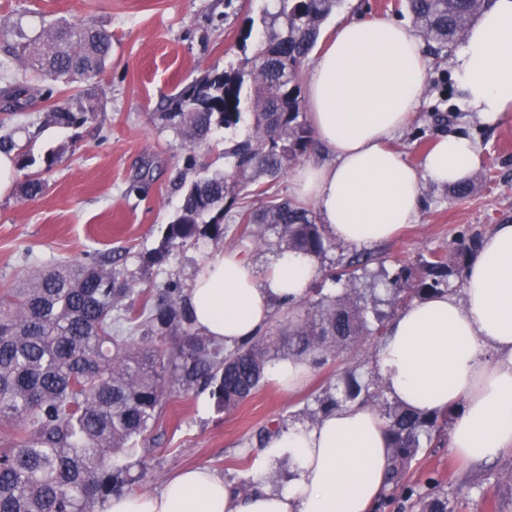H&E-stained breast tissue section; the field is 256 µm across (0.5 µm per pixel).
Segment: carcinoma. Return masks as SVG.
I'll use <instances>...</instances> for the list:
<instances>
[{
	"label": "carcinoma",
	"instance_id": "obj_1",
	"mask_svg": "<svg viewBox=\"0 0 512 512\" xmlns=\"http://www.w3.org/2000/svg\"><path fill=\"white\" fill-rule=\"evenodd\" d=\"M263 23L270 28L248 70L213 72L185 85L170 101L166 121L189 140L216 128L237 126L244 109L252 116L245 138L224 149L227 170L193 182L179 213L167 225L160 246L142 259L149 268L170 251L207 238L224 239V212L238 193L252 189L256 209L239 213L238 244L247 250L277 235L289 250L314 255L326 238L303 204L269 193L272 182L303 157L314 133L303 112L300 78L320 28L341 0H278ZM489 0H407L416 26L438 49L460 38ZM0 41V69L18 63L52 83L73 84L101 75L112 50L111 35L80 21L61 20L33 36ZM33 99L25 82L12 84L3 112H19ZM94 112L57 106L49 120L79 127ZM16 153L21 170L35 165L15 131L0 134V153ZM449 255L432 252L418 265L400 264L393 279L401 303L425 299L463 280L479 234L460 231ZM370 310L355 290L318 304L312 317L288 329V351L320 365L336 345L361 336H382L384 317ZM270 359L266 337L256 336L232 350L197 332L183 288L134 287L118 259L92 265L59 264L30 272L0 293V512H95L125 483L120 461L155 427L175 393L207 391L222 410L247 400L262 381ZM369 384L352 374L336 381L328 411L358 398ZM454 410L422 415L400 405L385 413L393 467L388 484L409 501L422 498L406 480L421 448L420 437H440Z\"/></svg>",
	"mask_w": 512,
	"mask_h": 512
}]
</instances>
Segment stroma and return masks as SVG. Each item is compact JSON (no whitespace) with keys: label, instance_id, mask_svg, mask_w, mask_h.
Masks as SVG:
<instances>
[{"label":"stroma","instance_id":"35a3bbf8","mask_svg":"<svg viewBox=\"0 0 512 512\" xmlns=\"http://www.w3.org/2000/svg\"><path fill=\"white\" fill-rule=\"evenodd\" d=\"M273 6V0H0V38H13L19 29L32 35L60 19L82 21L112 35V57L104 73L56 85L52 96L44 95V82L25 78L21 68L0 75V91L22 78L36 90L24 111H0V121L15 130L20 145L39 159L58 146L66 148L43 172V194L28 198L16 188L0 198V292L29 271L61 262L90 264L104 254L125 256L136 287L158 288L170 281L185 285L212 250L236 248L238 226L228 217L223 241L206 239L174 250L150 271L140 268L141 256L158 246L175 218L185 188L223 172L225 144L243 138L252 122L244 117L237 127L219 129L207 142L193 145L162 117L170 98L208 72L241 68L265 39L263 12ZM372 17L413 22L405 0H341L321 29ZM456 52L452 45L431 56L416 120L394 145L415 162L438 134L471 136L481 153V165L470 179L471 194L459 198L451 188L426 182L417 222L395 238L362 248L329 239L326 251L316 257L319 276L308 296L273 310L265 334L279 350L271 363L288 358L281 344L291 318L314 312L323 298L343 294L331 275L356 254L374 257L358 269L357 288L392 317L401 309L388 286L396 261L413 263L431 251H450L461 230L485 234L512 221V117L484 123L461 104L451 78ZM61 103L73 108L91 103L95 110L80 127H60L47 122L46 114ZM437 112L447 114V122L436 124ZM377 349V341L366 336L340 347L294 390L264 376L257 391L228 412L206 392L171 397L152 433L138 441L126 460L139 479V492L156 491L178 470L197 465L249 491L265 443L263 429L315 423L327 387L346 369H355L362 382L377 377ZM431 476L447 493L450 512H512L511 454L466 465L449 452L447 442L435 441L421 448L408 473L419 484Z\"/></svg>","mask_w":512,"mask_h":512}]
</instances>
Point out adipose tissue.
Listing matches in <instances>:
<instances>
[{"label": "adipose tissue", "instance_id": "obj_1", "mask_svg": "<svg viewBox=\"0 0 512 512\" xmlns=\"http://www.w3.org/2000/svg\"><path fill=\"white\" fill-rule=\"evenodd\" d=\"M429 72L419 38L399 22L339 25L306 81L310 124L330 160L298 168L292 191L313 202L330 236L366 246L414 223L421 183L465 182L479 166L476 142L442 134L412 163L391 144L408 127ZM461 100L485 122L512 114V0H493L467 28L454 65ZM318 275L313 254L284 251L259 268L236 250L210 256L186 301L195 325L232 347L260 335L276 304H295ZM492 358H482V351ZM376 366L398 403L429 413L455 409L448 449L474 462L512 454V224L484 236L462 296L437 294L403 308L382 339ZM249 493L208 467L178 473L160 492L112 498L106 512H370L386 488L392 450L385 420L346 405L312 426L271 435ZM288 461L277 489L266 470Z\"/></svg>", "mask_w": 512, "mask_h": 512}]
</instances>
